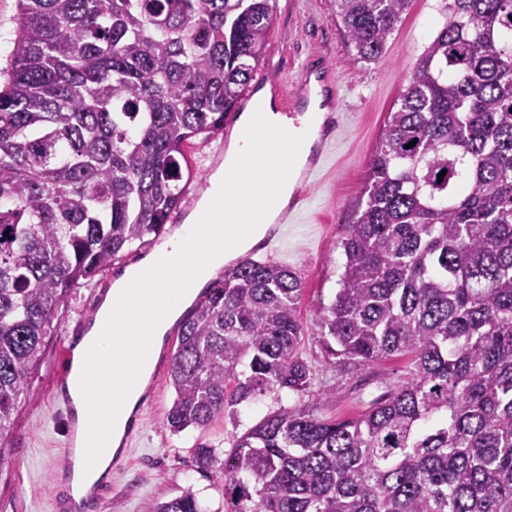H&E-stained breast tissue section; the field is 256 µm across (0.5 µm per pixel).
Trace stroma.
<instances>
[{"label": "stroma", "mask_w": 512, "mask_h": 512, "mask_svg": "<svg viewBox=\"0 0 512 512\" xmlns=\"http://www.w3.org/2000/svg\"><path fill=\"white\" fill-rule=\"evenodd\" d=\"M444 21L441 0H412L407 15L389 37L383 56L365 62L355 59L344 40L336 0L273 2L268 44L278 47L279 52L273 61L260 62L257 79L279 83L285 96H296L300 90L297 67L308 54L318 53L334 69L346 97L341 136L307 191L302 217L289 222L286 237L275 248L250 253L253 260L289 267L301 279L298 315L303 329V356L317 371V388L329 392L319 409L326 417L358 415L380 393L383 380H398L405 372V359L394 358L370 366L353 378H337L335 360L323 341V318L340 287L344 260L340 243L365 188L387 114L417 58ZM227 143L220 132L187 146L191 179L185 200L172 215L167 231L178 228L204 194ZM143 253L140 246L130 247L106 272L73 289L66 298L11 427L10 463L0 469V512H55L68 436L66 413L56 399L68 365L63 351L93 320L106 290L139 262ZM169 370V361H162L146 387L138 421L103 487L105 500L99 512H153L157 503L186 488L193 489L206 512H228L224 482L217 471L202 470L195 464L197 444H209L217 460H224L237 437L267 414L300 400L299 395L288 391L268 393L226 408L205 429L174 434L164 424L174 399Z\"/></svg>", "instance_id": "35a3bbf8"}]
</instances>
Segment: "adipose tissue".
Returning a JSON list of instances; mask_svg holds the SVG:
<instances>
[{
    "label": "adipose tissue",
    "instance_id": "1",
    "mask_svg": "<svg viewBox=\"0 0 512 512\" xmlns=\"http://www.w3.org/2000/svg\"><path fill=\"white\" fill-rule=\"evenodd\" d=\"M261 107L265 130L231 143L223 169L211 176L181 228L115 280L72 351L66 391L76 422L70 452L77 459L94 456L93 465L73 471L75 498L85 497L111 475L153 360L170 325L190 302L179 280L204 281L251 251L288 205L306 161L305 147L316 139L321 117L312 114L288 132L272 102L262 100ZM98 430L106 435L101 447L94 441Z\"/></svg>",
    "mask_w": 512,
    "mask_h": 512
}]
</instances>
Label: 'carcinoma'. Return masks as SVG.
I'll return each mask as SVG.
<instances>
[{"label": "carcinoma", "instance_id": "cac0c4a2", "mask_svg": "<svg viewBox=\"0 0 512 512\" xmlns=\"http://www.w3.org/2000/svg\"><path fill=\"white\" fill-rule=\"evenodd\" d=\"M412 0H336L375 61ZM370 161L324 339L353 376L406 373L356 417L324 395L237 437L231 512H512V0H444ZM270 0H18L0 69V467L69 292L158 238L185 148L224 130L266 51ZM412 147H407V144ZM443 181H438L440 172ZM291 269L224 267L175 323L173 433L312 393ZM155 512H202L190 488Z\"/></svg>", "mask_w": 512, "mask_h": 512}]
</instances>
